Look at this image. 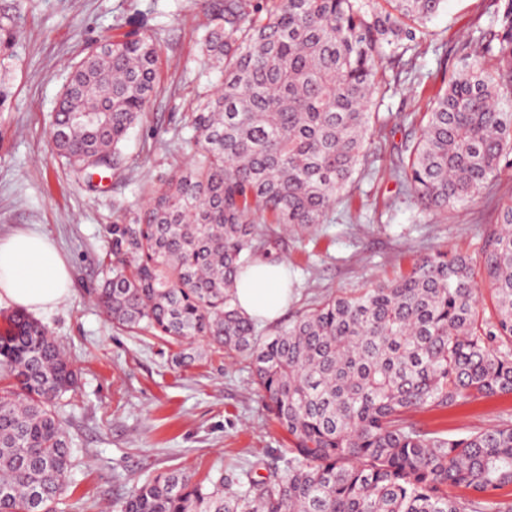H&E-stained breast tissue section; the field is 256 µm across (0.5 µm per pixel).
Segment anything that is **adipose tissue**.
<instances>
[{
    "instance_id": "adipose-tissue-1",
    "label": "adipose tissue",
    "mask_w": 512,
    "mask_h": 512,
    "mask_svg": "<svg viewBox=\"0 0 512 512\" xmlns=\"http://www.w3.org/2000/svg\"><path fill=\"white\" fill-rule=\"evenodd\" d=\"M72 289L70 270L45 233L21 229L0 238V303L29 312H46L65 301ZM236 304L247 315L271 321L288 305L282 264L264 261L240 280Z\"/></svg>"
}]
</instances>
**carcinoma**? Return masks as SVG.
<instances>
[{"instance_id":"obj_1","label":"carcinoma","mask_w":512,"mask_h":512,"mask_svg":"<svg viewBox=\"0 0 512 512\" xmlns=\"http://www.w3.org/2000/svg\"><path fill=\"white\" fill-rule=\"evenodd\" d=\"M445 0H205L206 66L222 84L190 115L192 163L131 224H116L117 265L96 303L113 326L172 344L200 338L251 360L253 383L288 433L282 470L235 491L172 471L144 481L122 512H512V425L457 438L407 420L463 397L512 395V200L481 248L494 320L479 321L475 271L426 255L397 280L330 296L262 336L235 305L239 274L277 245L271 224L307 232L366 171L384 60ZM498 30L462 46V72L392 163L401 194L441 213L471 199L512 154V0ZM72 66L49 131L88 182L121 166L130 129L160 83L154 34L105 41ZM498 66L490 70L485 59ZM98 112L103 121L76 120ZM0 331V512H56L72 448L58 404L77 374L61 344L16 311Z\"/></svg>"}]
</instances>
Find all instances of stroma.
Instances as JSON below:
<instances>
[{
	"instance_id": "obj_1",
	"label": "stroma",
	"mask_w": 512,
	"mask_h": 512,
	"mask_svg": "<svg viewBox=\"0 0 512 512\" xmlns=\"http://www.w3.org/2000/svg\"><path fill=\"white\" fill-rule=\"evenodd\" d=\"M493 10L492 0H447L401 62L387 64L392 83L374 96L382 129L370 144L368 171L337 197L326 224L281 236L272 253L288 265L284 319L324 297L390 280L427 254L480 263L497 208L512 198V165L477 197L438 214L398 198L388 169L420 133L407 115L428 111L443 77L461 68L459 43L493 30ZM208 23L203 0H0V27L16 36L11 57L0 61V84L12 91L0 112V237L20 228L46 233L72 276L71 297L40 316L78 372L61 408L74 457L73 485L58 512H120L136 485L167 470L220 477L234 490L245 477H267L288 446L251 383L248 359L207 352L198 340L204 360L177 367L173 346L113 328L92 301L115 261L113 225L131 222L194 154L187 116L198 94L221 79L199 55ZM146 29L158 41L161 92L130 131L120 169L90 187L56 156L49 115L71 65L90 47ZM411 420L451 437L512 425V395L466 398Z\"/></svg>"
}]
</instances>
